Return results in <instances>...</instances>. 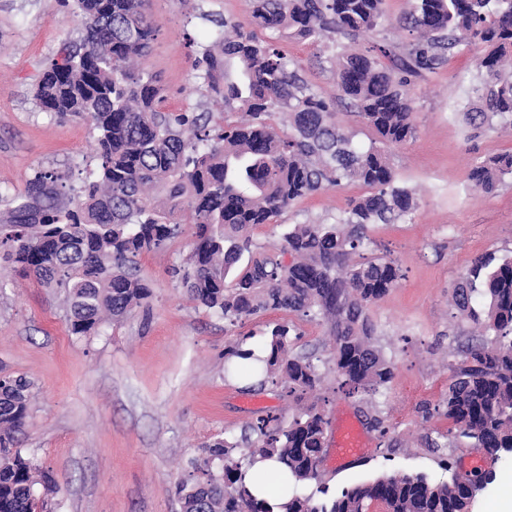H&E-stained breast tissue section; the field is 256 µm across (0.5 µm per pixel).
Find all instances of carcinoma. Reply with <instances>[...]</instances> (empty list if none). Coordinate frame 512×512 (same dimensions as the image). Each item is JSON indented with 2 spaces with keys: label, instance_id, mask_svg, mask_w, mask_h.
<instances>
[{
  "label": "carcinoma",
  "instance_id": "carcinoma-1",
  "mask_svg": "<svg viewBox=\"0 0 512 512\" xmlns=\"http://www.w3.org/2000/svg\"><path fill=\"white\" fill-rule=\"evenodd\" d=\"M148 0H75L84 18L79 43L49 62L36 86L40 108L61 119L91 118L97 164L76 193L68 174L42 171L0 213V261L63 296L72 334L90 336L119 322L151 296L138 275V256L165 248L184 215L195 225L186 261L172 275L199 306L235 323L267 311L320 316L332 345L336 379L348 392H368L393 378L377 345L367 306L401 277L398 266L367 255L365 229L399 224L416 208L415 192L397 183L387 149L412 137L410 78L434 71L457 47L483 52L471 92L479 106L466 112L475 128L497 120L512 125V0H411L397 25L414 33L403 50L385 40L364 52L339 51L332 66L340 91L376 137L366 146L336 121L333 100L313 89L277 39L318 44L375 31L384 0H248L249 30L228 20L234 36H218L194 63L203 96L227 113L167 112L156 75L138 60L158 32ZM288 118L279 134L275 115ZM512 178V153L490 156L467 173L473 189L491 192ZM365 193L333 222L294 224L277 253L252 250L251 230L277 219L298 200L342 183ZM246 266L239 267L244 253ZM289 255L290 261L281 259ZM454 308L490 338L451 365L445 415L467 448L493 460L512 451V257H475L452 293ZM291 327L275 325L263 355L239 340L224 352V367L249 377L258 369L296 403L322 382L317 366L293 354ZM33 382L4 378L0 387V512H43L38 468L17 447L29 418ZM328 421L316 406L289 420L260 416L242 442L217 437L190 461L176 485L181 512H470L496 473L475 469L463 479L435 481L392 472L331 494L321 484ZM258 458H273L319 493L286 500L254 497L246 473Z\"/></svg>",
  "mask_w": 512,
  "mask_h": 512
}]
</instances>
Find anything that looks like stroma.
<instances>
[{
	"instance_id": "stroma-1",
	"label": "stroma",
	"mask_w": 512,
	"mask_h": 512,
	"mask_svg": "<svg viewBox=\"0 0 512 512\" xmlns=\"http://www.w3.org/2000/svg\"><path fill=\"white\" fill-rule=\"evenodd\" d=\"M408 0H385L386 20L376 35L316 46L284 39L280 48L319 92L336 96V118L360 127L349 101L338 98L329 61L336 49L366 51L375 38L407 45L395 22ZM159 26L143 67L158 74L165 110L202 103L192 63L216 22H245L247 0H149ZM84 19L59 0H0V212L16 204L36 172L67 173L81 187L95 166L97 133L87 118L60 120L37 107L33 93L43 68L79 39ZM478 72L472 52L454 49L447 63L413 77L414 134L391 149L400 184L414 188L417 206L401 224L366 230L372 254L395 262L402 274L367 314L394 366L390 383L354 395L339 388L325 324L285 311H268L232 324L196 304L173 278V266L192 247V224L168 248L139 258L151 287L146 311H135L91 336L72 335L62 296L35 277L11 269L0 276V376L34 383L30 417L19 436L24 455L54 478L49 512H181L174 494L202 443L224 435L242 439L257 417L291 416L295 404L271 384H244L224 374V351L239 339L259 345L275 324L295 325L294 353L311 357L323 383L314 401L329 425L349 418L370 443L362 460L336 465L324 453L321 483L337 491L384 472L446 478L444 462L462 465L467 449L450 436L437 405L448 391V361L463 359L481 341L451 305L456 283L473 258L512 255V181L495 191L472 189L469 169L486 157L512 153V130H474L464 121L475 107ZM345 184L296 202L278 223L253 229L257 248L270 250L288 225L331 222L359 195ZM389 430L380 435L374 419ZM382 426V427H383Z\"/></svg>"
}]
</instances>
